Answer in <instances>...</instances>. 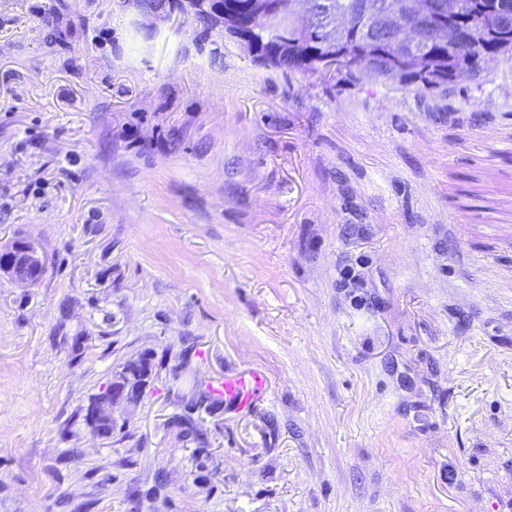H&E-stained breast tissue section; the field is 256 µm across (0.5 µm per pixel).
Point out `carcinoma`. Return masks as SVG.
I'll use <instances>...</instances> for the list:
<instances>
[{"instance_id":"1","label":"carcinoma","mask_w":512,"mask_h":512,"mask_svg":"<svg viewBox=\"0 0 512 512\" xmlns=\"http://www.w3.org/2000/svg\"><path fill=\"white\" fill-rule=\"evenodd\" d=\"M224 11L237 19V25L225 33L238 41L250 31L256 4L254 0H222ZM462 8L448 20V39L427 45L424 65L392 72L393 62L405 48L393 39L387 44L372 43L351 30L331 41L307 30L303 19L291 12H279L267 18V25L253 35L249 47L255 53L273 58L271 66L284 71L317 75L320 62L332 53L348 50L341 70L340 83L359 84L362 79L396 80L401 85L435 89L454 83L461 73H474L481 59L512 53V0H461ZM223 403L222 396L208 388L197 390L173 415L169 425L179 429L182 438H199L194 416L211 412Z\"/></svg>"}]
</instances>
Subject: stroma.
I'll list each match as a JSON object with an SVG mask.
<instances>
[{"instance_id":"35a3bbf8","label":"stroma","mask_w":512,"mask_h":512,"mask_svg":"<svg viewBox=\"0 0 512 512\" xmlns=\"http://www.w3.org/2000/svg\"><path fill=\"white\" fill-rule=\"evenodd\" d=\"M18 239L45 272L0 275V512H512V56L338 85L115 0H0ZM252 369L205 447L169 427ZM142 359L143 356H140L136 360H127L118 364L112 372V379L121 382L123 387L113 392L112 399L101 400L89 407V419L100 426L96 434L98 438L105 439L108 437L102 426L109 425L111 422L112 426H116L115 412L117 409H122L125 413H128L140 403L139 391L137 387L132 385L134 383L132 371L139 368ZM264 380L261 374L253 373L249 380L244 378H226L224 380V399L235 402H247L263 388Z\"/></svg>"}]
</instances>
